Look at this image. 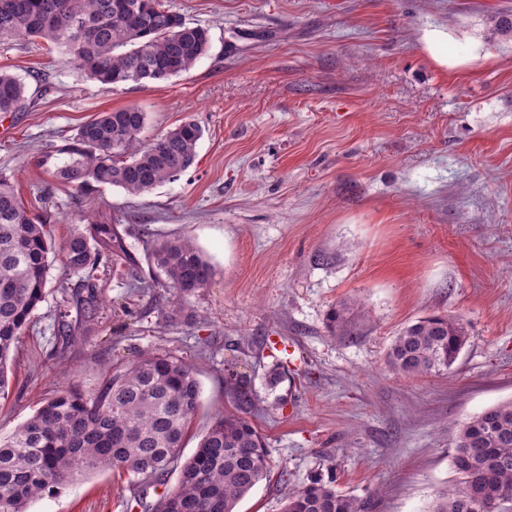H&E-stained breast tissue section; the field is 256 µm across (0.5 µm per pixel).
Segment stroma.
<instances>
[{
	"mask_svg": "<svg viewBox=\"0 0 512 512\" xmlns=\"http://www.w3.org/2000/svg\"><path fill=\"white\" fill-rule=\"evenodd\" d=\"M167 2L211 42L166 81L111 88L34 40L0 42V71L30 96L0 114V174L55 245L82 216H105L130 256L95 271L90 320L52 262L0 398V436L65 379L92 392L112 368L166 352L201 384L185 455L214 413L236 408L225 365L253 394L274 469L238 512H281L288 492L332 471L372 512H429L456 484L459 426L512 400V33L498 26L512 0ZM130 105L147 115L146 143L201 126L195 162L174 181L134 196L58 184L38 167L99 113ZM173 237L214 274L186 301L192 319L169 324V290L131 277L148 280L151 244ZM341 304L345 321L330 327ZM63 313L77 338L66 350L53 340ZM431 314L468 325L453 370L392 369L394 336ZM177 480L101 471L28 512H158Z\"/></svg>",
	"mask_w": 512,
	"mask_h": 512,
	"instance_id": "obj_1",
	"label": "stroma"
}]
</instances>
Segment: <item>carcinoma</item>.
<instances>
[{"label": "carcinoma", "mask_w": 512, "mask_h": 512, "mask_svg": "<svg viewBox=\"0 0 512 512\" xmlns=\"http://www.w3.org/2000/svg\"><path fill=\"white\" fill-rule=\"evenodd\" d=\"M22 36L64 53V62L108 86L165 81L208 53V31L191 26L167 0H0V38ZM25 81L0 71V112H19ZM146 113L136 106L102 112L76 140L41 156L52 181L115 186L133 195L175 179L196 158L202 137L188 120L145 144ZM60 247L67 279H76L83 311L95 310L90 272L126 255L116 225L84 219ZM54 245L47 225L32 217L11 180L0 175V395L8 392L11 353L44 300ZM153 282L172 292L169 323L192 315L187 297L206 287L213 267L188 239H164L149 254ZM468 340L463 319L431 315L404 327L388 351L406 375L450 371ZM238 412L219 413L193 454L183 445L200 407L191 363L172 354H142L113 369L94 393L76 385L45 399L13 433L0 439V512H27L31 501L93 472L133 474L147 486L179 472L159 512H236L237 504L272 469L261 434L247 417L252 394L236 391ZM458 481L430 512H512V401L460 425L451 453ZM368 503L314 478L288 495L283 512H367Z\"/></svg>", "instance_id": "1"}]
</instances>
